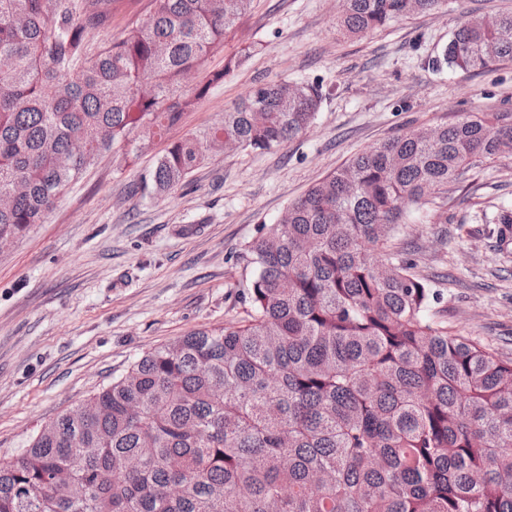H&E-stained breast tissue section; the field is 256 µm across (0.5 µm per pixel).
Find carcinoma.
Here are the masks:
<instances>
[{"label":"carcinoma","instance_id":"carcinoma-1","mask_svg":"<svg viewBox=\"0 0 512 512\" xmlns=\"http://www.w3.org/2000/svg\"><path fill=\"white\" fill-rule=\"evenodd\" d=\"M147 26L92 52L114 0H0V237L44 223L120 145L136 158L250 50L194 85L253 0H153ZM443 0H340L369 33ZM512 60V13L471 17L450 68ZM316 89L261 83L222 124L168 144L150 194L212 153L268 151L301 135ZM95 140L77 158L71 144ZM512 154V110L393 136L291 202L246 247V316L144 354L0 462V512H512V359L448 334L440 296L396 249L410 206L474 162Z\"/></svg>","mask_w":512,"mask_h":512}]
</instances>
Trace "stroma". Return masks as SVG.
<instances>
[{"mask_svg": "<svg viewBox=\"0 0 512 512\" xmlns=\"http://www.w3.org/2000/svg\"><path fill=\"white\" fill-rule=\"evenodd\" d=\"M153 0H115L101 44L142 23ZM512 0H444L384 30L345 37L336 0H254L223 54L257 50L173 128L219 124L260 82L304 83L321 102L309 130L276 149L209 157L172 194L144 186L162 144L135 161L104 153L43 224L0 249V459L76 409L137 357L189 331L244 317L245 248L286 206L356 153L392 136L512 109V61L448 68L442 51L472 16ZM512 156L477 162L448 195L411 210L397 233L413 272L440 290L448 331L512 359Z\"/></svg>", "mask_w": 512, "mask_h": 512, "instance_id": "stroma-1", "label": "stroma"}]
</instances>
